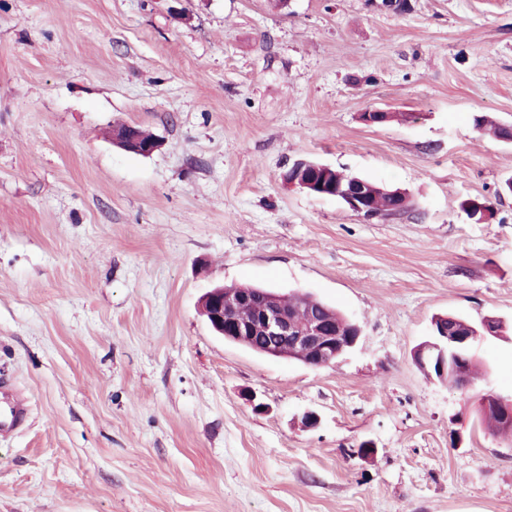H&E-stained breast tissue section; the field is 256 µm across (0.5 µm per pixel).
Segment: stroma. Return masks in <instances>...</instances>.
<instances>
[{"label": "stroma", "mask_w": 512, "mask_h": 512, "mask_svg": "<svg viewBox=\"0 0 512 512\" xmlns=\"http://www.w3.org/2000/svg\"><path fill=\"white\" fill-rule=\"evenodd\" d=\"M480 115L512 129V0H0V383L28 403L0 512H512L478 406L512 396V140ZM300 159L410 207L288 187ZM217 284L361 337L328 367L259 355L208 326ZM443 314L504 325L467 393L414 360ZM134 130H131L133 134L137 135L142 141L150 139L151 135L147 134L143 130L133 126ZM112 140L115 142H120L123 140V145L120 146L122 149L133 152L139 155L143 156H149L151 155L158 147L159 142L156 138H151V140L148 143L141 144L136 138H127L123 135L117 134V132H112ZM366 180V179H365ZM354 178L351 180L336 179V185L333 188L332 197L346 204L351 210L357 213H365L367 218H375L373 210L381 217H390L400 215L408 208V204L403 212L394 214L392 211L396 200L402 198V203H409L408 193L406 190H395L392 192L394 198L387 193L388 190L380 188L378 184L366 180ZM370 191V192H369ZM370 193L372 194L373 210L371 208Z\"/></svg>", "instance_id": "stroma-1"}]
</instances>
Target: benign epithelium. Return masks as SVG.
<instances>
[{
  "label": "benign epithelium",
  "mask_w": 512,
  "mask_h": 512,
  "mask_svg": "<svg viewBox=\"0 0 512 512\" xmlns=\"http://www.w3.org/2000/svg\"><path fill=\"white\" fill-rule=\"evenodd\" d=\"M380 9L394 13H403L410 8V0H368ZM112 140L123 142L122 149L143 156L151 155L158 147L157 139L145 144L135 138H127L112 132ZM329 166L298 160L284 174V182L305 191L321 186L323 177L328 175ZM332 197L346 204L351 210L372 217L368 183L354 178L336 180ZM254 294L264 300L259 313L242 320L237 316L240 305L250 298L248 293L231 292L217 286L202 297L207 321L214 331L225 339L252 347L253 341H263L261 353L276 358H298L313 368H320L336 363L344 352L355 346L361 330L355 328L350 336H344L328 322L314 314H309L305 321H296L288 308L284 307L278 295L270 290L257 289ZM497 334L496 322L492 317L481 323V328L474 326L443 327L433 340L423 344L416 352L417 362L430 374L439 379L448 375V348L465 347L477 339ZM479 405L485 411L496 414L500 426L506 432H512V399L503 398L487 392L479 398Z\"/></svg>",
  "instance_id": "1"
}]
</instances>
